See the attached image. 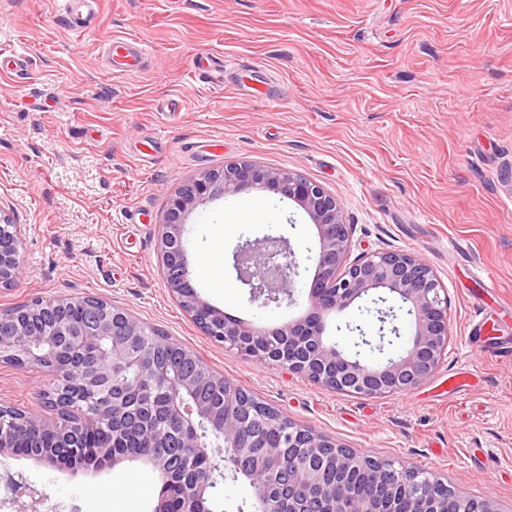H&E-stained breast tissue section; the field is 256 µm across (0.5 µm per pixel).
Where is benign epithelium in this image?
Here are the masks:
<instances>
[{"label":"benign epithelium","mask_w":512,"mask_h":512,"mask_svg":"<svg viewBox=\"0 0 512 512\" xmlns=\"http://www.w3.org/2000/svg\"><path fill=\"white\" fill-rule=\"evenodd\" d=\"M260 190L292 201L315 225L319 252L307 303L298 320L271 329L255 328L203 300L190 277L183 233L189 214L199 205L242 191ZM352 247L350 225L336 196L304 175L243 161L211 170L187 181L170 196L160 224V259L167 288L181 307L216 344L236 349L246 359L276 365L324 388L369 398H389L420 386L442 364L450 343L448 293L433 268L407 250L367 254L347 262ZM237 279L261 306L292 302L299 264L288 239L265 234L247 239L233 253ZM23 271L21 239L9 212L0 207V287L13 285ZM373 296L378 308L379 341L386 333L399 337L397 312L411 317L413 334L403 354L374 364L343 354L324 341L323 317L343 311L356 300ZM80 303L88 312L84 325L74 327L53 312ZM43 309L48 326L34 328L30 310L17 307L0 316V362L37 364L49 377L42 399L60 407L96 395L100 405L70 424L63 414L30 413L21 420L0 411V456L44 434L69 447L57 458L48 448L42 459L60 469L78 467L85 450L66 431L97 439L95 454L103 465L125 460L117 442L142 432L156 448H177L179 467L171 468L167 453L149 463L163 483L178 492L177 505L161 498L153 512H216L213 489L224 480L218 458L232 450L231 471L249 481L257 512H319L317 504L331 497L332 512H448L447 485L422 475L405 462L379 467L378 479L398 488L394 505L383 498L357 494L353 481L366 469L368 457L310 429L283 423L247 404L241 389L203 370L184 349L177 357L158 348L141 347L143 324L128 312L97 298H55ZM93 363L87 364V354ZM204 387L224 390L225 412L214 415L197 398ZM281 430L279 447L264 445L269 431ZM336 474V490L325 487ZM6 488L22 512H39L43 496L6 479ZM29 501H23V498ZM455 512H501L491 498L455 494Z\"/></svg>","instance_id":"benign-epithelium-1"}]
</instances>
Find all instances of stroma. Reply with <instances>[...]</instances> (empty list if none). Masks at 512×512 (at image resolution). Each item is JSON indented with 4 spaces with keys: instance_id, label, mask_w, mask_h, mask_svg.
Returning <instances> with one entry per match:
<instances>
[{
    "instance_id": "1",
    "label": "stroma",
    "mask_w": 512,
    "mask_h": 512,
    "mask_svg": "<svg viewBox=\"0 0 512 512\" xmlns=\"http://www.w3.org/2000/svg\"><path fill=\"white\" fill-rule=\"evenodd\" d=\"M0 32L21 64L0 70V206L24 268L0 314L36 298L96 297L163 330L211 371L337 444L439 476L512 512V0H96L82 28L56 0H0ZM146 48L142 69L108 70L112 41ZM223 71L197 67L201 56ZM254 160L302 173L343 204L349 261L418 253L450 300L448 354L419 387L386 399L339 394L210 340L165 286L159 227L187 180ZM240 212L243 224L226 222ZM288 238L300 263L293 305L259 306L236 278L238 244ZM197 290L254 326L302 317L319 251L306 213L251 190L198 206L184 235ZM222 269L198 266L213 249ZM487 275L470 279L471 267ZM501 346L468 334L475 316ZM353 351L375 312L324 318ZM375 362L407 347L412 328ZM466 375L462 392L448 388ZM49 378L0 363V405L42 412ZM0 475L46 494V512H152V467L61 470L0 457Z\"/></svg>"
}]
</instances>
